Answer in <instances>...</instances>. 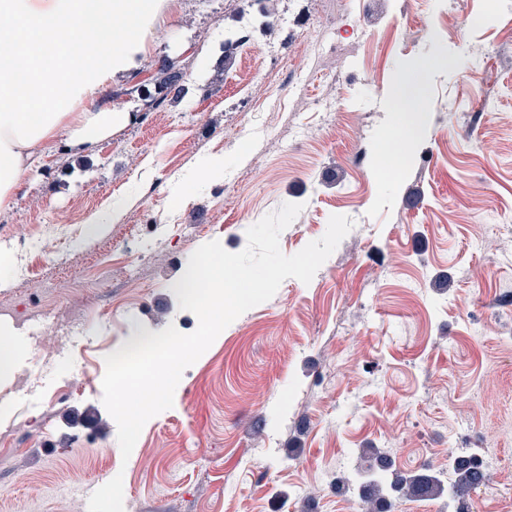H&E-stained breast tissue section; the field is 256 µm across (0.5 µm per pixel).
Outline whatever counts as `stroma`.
<instances>
[{
	"instance_id": "35a3bbf8",
	"label": "stroma",
	"mask_w": 512,
	"mask_h": 512,
	"mask_svg": "<svg viewBox=\"0 0 512 512\" xmlns=\"http://www.w3.org/2000/svg\"><path fill=\"white\" fill-rule=\"evenodd\" d=\"M268 7L173 0L112 87L134 121L84 158L47 155L0 210V340L30 345L5 386L0 512H85L118 475L124 512H354L333 481L370 448L416 473L478 450L493 462L475 512H512V0ZM166 59L185 95L153 109ZM419 77L409 155L384 162L388 94ZM214 156L223 178L201 177ZM287 202L303 209L284 254L330 216L354 226L310 283L228 325L123 457L106 356L195 331L173 291L192 253L243 250ZM56 213L67 240L39 252Z\"/></svg>"
}]
</instances>
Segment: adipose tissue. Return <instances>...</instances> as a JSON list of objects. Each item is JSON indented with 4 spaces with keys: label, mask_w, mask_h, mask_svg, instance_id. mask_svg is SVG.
<instances>
[{
    "label": "adipose tissue",
    "mask_w": 512,
    "mask_h": 512,
    "mask_svg": "<svg viewBox=\"0 0 512 512\" xmlns=\"http://www.w3.org/2000/svg\"><path fill=\"white\" fill-rule=\"evenodd\" d=\"M171 2L0 0V209L44 156H87L132 121L112 86L143 64Z\"/></svg>",
    "instance_id": "1"
}]
</instances>
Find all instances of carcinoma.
I'll list each match as a JSON object with an SVG mask.
<instances>
[{
    "instance_id": "1",
    "label": "carcinoma",
    "mask_w": 512,
    "mask_h": 512,
    "mask_svg": "<svg viewBox=\"0 0 512 512\" xmlns=\"http://www.w3.org/2000/svg\"><path fill=\"white\" fill-rule=\"evenodd\" d=\"M159 81L163 103L169 94L178 97L183 88L182 75L174 65L160 66ZM370 452L378 461L375 474L358 483L359 512H391L397 500L430 501L448 496L453 503V512H471L466 499L486 486L491 475L479 452L472 450L448 457L449 478L429 469L417 474H401L392 470L391 461L378 449Z\"/></svg>"
}]
</instances>
